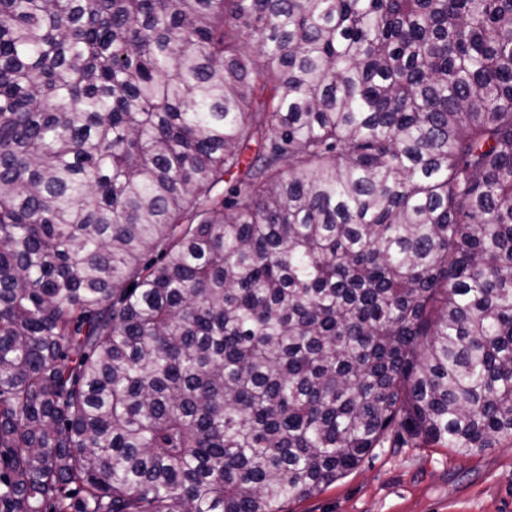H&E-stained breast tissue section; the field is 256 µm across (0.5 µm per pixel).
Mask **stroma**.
I'll list each match as a JSON object with an SVG mask.
<instances>
[{
  "label": "stroma",
  "mask_w": 512,
  "mask_h": 512,
  "mask_svg": "<svg viewBox=\"0 0 512 512\" xmlns=\"http://www.w3.org/2000/svg\"><path fill=\"white\" fill-rule=\"evenodd\" d=\"M283 512H512V447L463 458L449 448H377L360 466Z\"/></svg>",
  "instance_id": "1"
}]
</instances>
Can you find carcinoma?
Wrapping results in <instances>:
<instances>
[{
  "instance_id": "cac0c4a2",
  "label": "carcinoma",
  "mask_w": 512,
  "mask_h": 512,
  "mask_svg": "<svg viewBox=\"0 0 512 512\" xmlns=\"http://www.w3.org/2000/svg\"><path fill=\"white\" fill-rule=\"evenodd\" d=\"M505 441L512 0H0V512Z\"/></svg>"
}]
</instances>
